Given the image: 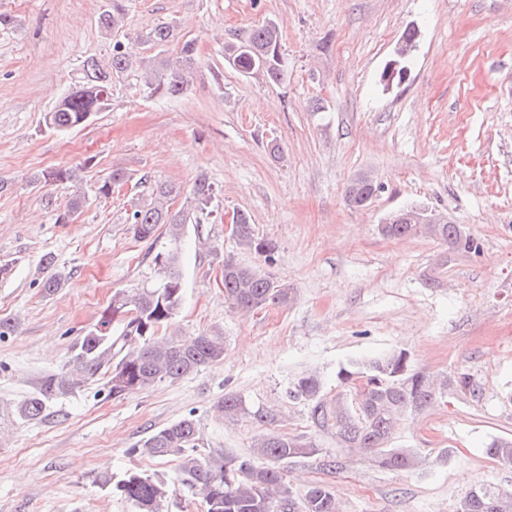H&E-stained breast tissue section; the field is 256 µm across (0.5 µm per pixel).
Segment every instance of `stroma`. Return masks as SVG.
Here are the masks:
<instances>
[{
    "mask_svg": "<svg viewBox=\"0 0 512 512\" xmlns=\"http://www.w3.org/2000/svg\"><path fill=\"white\" fill-rule=\"evenodd\" d=\"M122 27L104 34L112 0H0L15 26L0 31V512H131L105 486L128 471L168 476L172 458L133 447L194 415L200 450L245 455L258 425L219 416L226 392L285 415V433L314 441L321 456L292 459L290 485L319 483L341 512H456L472 485L512 490V468L486 452L512 438V0H121ZM176 21L197 60L177 98L148 95L136 73L112 80L111 106L87 126L58 135L44 115L81 77L85 58L107 57L114 40L136 53L138 37ZM276 23L288 77L279 84L229 66L224 45ZM417 31L405 82L385 89L381 73L406 29ZM58 167L80 170L87 203L69 223L57 185L32 182ZM129 179L94 196L112 169ZM218 191L204 226L187 231L183 335L224 337L223 359L190 376L121 398L105 377L49 403L42 419L15 420L14 406L59 371L82 331L114 291L157 279L150 242L127 222L147 193L141 177L180 186L189 206L199 176ZM371 176L369 206L345 191ZM414 206L447 215L482 242L479 254L449 256L421 236L383 237L380 220ZM240 209L276 245L273 264L238 252L224 215ZM68 279L43 294L42 259ZM267 268L295 290L292 302L242 315L224 301L225 255ZM437 272L438 287L425 278ZM388 351L413 369L469 373L477 396L448 391L396 429L392 445L414 448L434 467L395 471L338 447L309 410L284 391L319 376L327 395L338 370Z\"/></svg>",
    "mask_w": 512,
    "mask_h": 512,
    "instance_id": "1",
    "label": "stroma"
}]
</instances>
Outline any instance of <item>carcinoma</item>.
Segmentation results:
<instances>
[{"instance_id": "carcinoma-1", "label": "carcinoma", "mask_w": 512, "mask_h": 512, "mask_svg": "<svg viewBox=\"0 0 512 512\" xmlns=\"http://www.w3.org/2000/svg\"><path fill=\"white\" fill-rule=\"evenodd\" d=\"M121 19V8L114 4L112 11L101 15L99 24L104 31L111 32L120 28ZM139 40L155 49V54L136 57L117 40L112 43L107 59H85L82 81L46 114L47 127L57 134H65L88 125L97 114L108 109L112 78L134 67L141 70L142 86L149 95L181 96L196 63V42L180 37L174 22L160 23ZM174 42L178 44L177 53L171 57L168 46ZM225 55L228 63L246 76L261 75L269 82L280 83L288 75L279 28L272 23L254 28L237 43L227 44ZM127 179L124 170L114 169L97 186L95 195L107 198ZM34 180L75 185L66 210L56 218L58 224L69 223L73 213L86 201L85 192L77 186L79 180L74 168L43 171ZM180 193V187L175 184L152 183L145 201L128 216L135 238L154 243L161 237L166 239V246L153 257L158 274L156 284L136 291L114 292L98 320L78 338L61 370L46 375L36 390L16 405L19 419L41 418L51 400L100 374L107 376L108 394L119 398L157 382L183 378L224 358L222 336L202 333L183 339L159 335L184 304L181 266L187 224L194 223L198 241H204L201 224L213 214L216 199L212 183L204 177L197 179L191 190L193 212L173 209V201ZM235 214L233 238L238 249L271 261L275 245L256 234L247 212L237 210ZM380 231L387 237L422 233L444 243L453 242L460 253L476 254L481 249V242L472 234L466 232L459 236L456 224H382ZM43 263L46 275L40 286L44 294L55 295L63 287L66 275L54 266L52 257H45ZM224 299L232 309L250 312L288 305L293 299V289L229 255L224 258ZM338 378L346 390L334 397L323 393L322 384L314 375H303L293 381L286 397L305 402L316 427L335 435L341 447L366 450L372 462L392 470H412L423 464L414 448L388 447L398 421L427 408L449 386L473 395L478 392L469 374L461 372L438 383L430 375L411 369L408 356L402 351L387 352L343 368ZM216 407L228 418L250 419L266 426L265 431L254 437L251 456L230 451L216 454L198 451L200 434L196 420L189 414L151 433L133 448L153 457L178 459L179 467L173 479L131 471L114 483L105 481V485L112 486V491L130 504L132 512H164L173 484L200 497L205 512H340L335 494L323 484L310 486L302 509L295 507L294 491L286 480L284 464L293 458L321 453L316 443L272 428L271 413L248 407L233 392L224 394ZM487 454L499 464L512 467V439L491 442ZM472 489L483 503L490 505L487 512H512V491L485 483H477Z\"/></svg>"}]
</instances>
